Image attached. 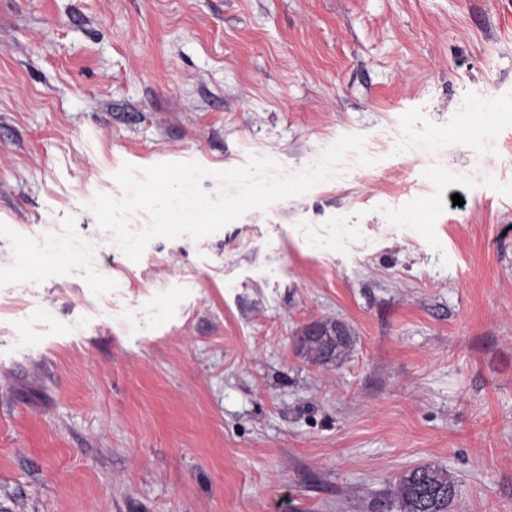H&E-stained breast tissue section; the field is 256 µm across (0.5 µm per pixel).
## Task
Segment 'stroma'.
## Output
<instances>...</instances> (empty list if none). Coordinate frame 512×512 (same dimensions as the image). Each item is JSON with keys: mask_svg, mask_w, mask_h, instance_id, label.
Masks as SVG:
<instances>
[{"mask_svg": "<svg viewBox=\"0 0 512 512\" xmlns=\"http://www.w3.org/2000/svg\"><path fill=\"white\" fill-rule=\"evenodd\" d=\"M509 103L512 0H0V512H390L423 464L512 512ZM352 134L374 165L136 262L85 208ZM325 334L320 336H338L335 341H327L311 336L299 340L300 349L307 360L313 364H328L341 359L351 346V334L346 325L336 322L334 325H322Z\"/></svg>", "mask_w": 512, "mask_h": 512, "instance_id": "1", "label": "stroma"}]
</instances>
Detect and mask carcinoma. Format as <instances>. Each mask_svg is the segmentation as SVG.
<instances>
[{
  "mask_svg": "<svg viewBox=\"0 0 512 512\" xmlns=\"http://www.w3.org/2000/svg\"><path fill=\"white\" fill-rule=\"evenodd\" d=\"M325 335L333 341L309 337L299 341L300 349L313 364H328L341 359L351 346V334L346 325H323ZM397 512H453L457 484L444 468L420 465L405 471L394 485Z\"/></svg>",
  "mask_w": 512,
  "mask_h": 512,
  "instance_id": "carcinoma-1",
  "label": "carcinoma"
}]
</instances>
